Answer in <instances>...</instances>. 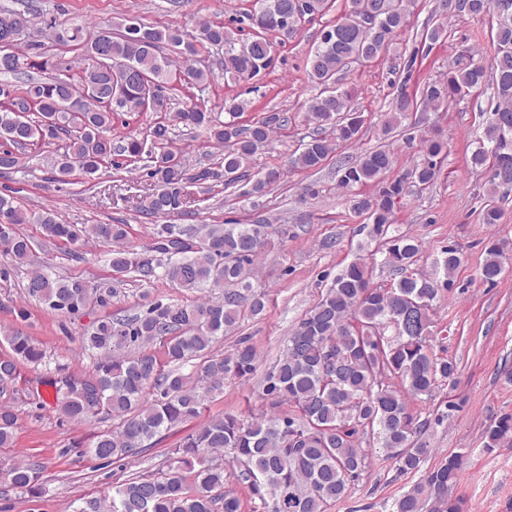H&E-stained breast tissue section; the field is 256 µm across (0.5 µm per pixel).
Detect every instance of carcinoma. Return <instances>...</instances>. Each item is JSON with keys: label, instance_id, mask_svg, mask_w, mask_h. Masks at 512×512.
<instances>
[{"label": "carcinoma", "instance_id": "obj_1", "mask_svg": "<svg viewBox=\"0 0 512 512\" xmlns=\"http://www.w3.org/2000/svg\"><path fill=\"white\" fill-rule=\"evenodd\" d=\"M302 2L304 9L298 10L295 0H254L241 18L204 24L194 34L179 27L162 31L130 16L117 18L89 41L81 25L58 29L53 41L78 47L89 61L76 80L57 72L40 52V43L30 44L35 60L28 66L38 76L29 75L19 85L0 82V170L16 168L21 151L30 146L62 140L63 151L53 162L60 181L76 172L90 179L102 167L118 171L126 162L146 159L153 181L146 210L154 215L181 212L189 181L204 185L222 180L227 187L241 182L249 186V195L266 194L283 172H256L252 163L272 134L285 126L287 118L278 112H267L245 128L237 121L243 106L235 100L224 101L229 115L224 121L205 102L195 101L152 126L149 148L133 134L115 139L112 131L119 116L147 111L151 98L172 82L204 92L214 76L195 63L206 49L224 50V75L238 80L257 76L272 62L269 33L292 39L305 24L323 17L331 4ZM444 2L450 11L488 18L495 44L491 74L471 57L412 95L400 90L389 104L384 133L412 112L449 106L490 84L496 104L469 164L488 172L491 193L479 223L493 225L501 219L495 195L501 187H512V0L504 9L499 7L502 0ZM366 11L377 15L368 30L361 25ZM409 16L403 0H349L346 12L322 25L308 59L313 94L303 115L316 132L299 145L291 158L293 167L316 170L335 146L357 140L363 113L354 107L355 90L340 87L336 75L353 62L384 59ZM14 17L22 18L26 28L30 23L19 12H0V75L15 76L22 68L14 51L21 34L11 23ZM180 125L203 129L224 147L222 169L204 167L185 177L181 156L171 147L172 127ZM421 152L420 163L396 175L393 153L385 148L338 167L337 183L350 192L352 211L371 224L370 236L379 241L384 264L401 278L375 287L368 266L359 259L336 274L264 378V396L274 405H288V410L262 418L226 413L198 425L176 449L179 457L167 473L125 480L113 494L89 504L92 512H242L241 498L228 486L231 479L247 485L267 512H326L365 472L368 453L362 442L371 437L401 472L421 469L431 453L424 440L430 421L413 414L408 399H429L458 374L456 362L437 355L432 345L431 313L439 285L409 273L419 261L420 245L413 237L389 234L409 184L426 189L437 181L448 142L438 135L425 137ZM365 186L373 192H360ZM30 221L41 225L49 241L91 240L107 247L116 273L218 292L194 305L151 301L142 314L99 317L83 338V350L97 356L94 373L42 381L55 389L62 417L84 422L106 413L118 420L113 430L95 436L90 451L96 457L117 463L151 447L149 441L162 431L198 418L225 381L248 380L256 372L257 352L250 338H239L225 355L213 352V345L233 332L245 314L255 317L266 310V296L253 291L255 262L271 236L288 233L286 228L266 219L251 224H158L153 242L137 251L122 246L125 224H62L49 209L30 217L0 196V256L9 260L0 266L1 277L29 264L32 242L19 225ZM500 257L497 245H491L480 268L484 281L494 282L502 274ZM26 293L51 310L77 314L92 304L107 306L113 288L94 291L75 277L33 271ZM388 327L395 336L384 335ZM3 339L10 352L0 355L1 390L13 380L20 362L46 358L27 335L11 332ZM156 343L162 348L160 358L150 352ZM187 365L191 369L185 372ZM15 424L13 409L0 404L1 448L12 446ZM486 437L489 448L512 439V416L488 425ZM218 451L230 454L237 470L228 473L223 464L208 459ZM462 467L463 456L449 453L395 500L393 512H463V500L455 496ZM187 472L194 474L192 491L185 483ZM7 480L22 493L41 492L40 469L32 463H15Z\"/></svg>", "mask_w": 512, "mask_h": 512}]
</instances>
